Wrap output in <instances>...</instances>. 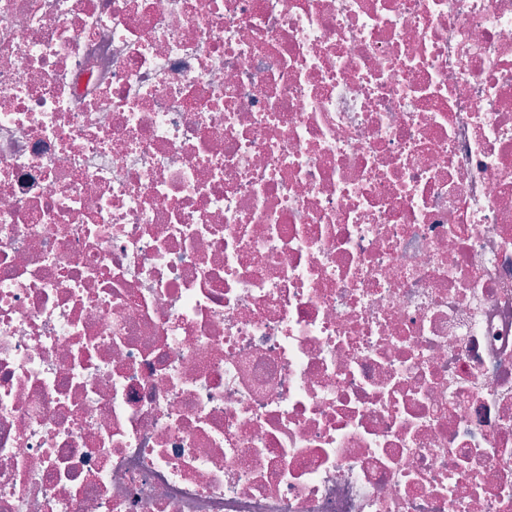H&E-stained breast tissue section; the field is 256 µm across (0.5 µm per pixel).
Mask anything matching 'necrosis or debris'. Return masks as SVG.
<instances>
[{"instance_id": "1", "label": "necrosis or debris", "mask_w": 512, "mask_h": 512, "mask_svg": "<svg viewBox=\"0 0 512 512\" xmlns=\"http://www.w3.org/2000/svg\"><path fill=\"white\" fill-rule=\"evenodd\" d=\"M0 512H512V0H0Z\"/></svg>"}]
</instances>
